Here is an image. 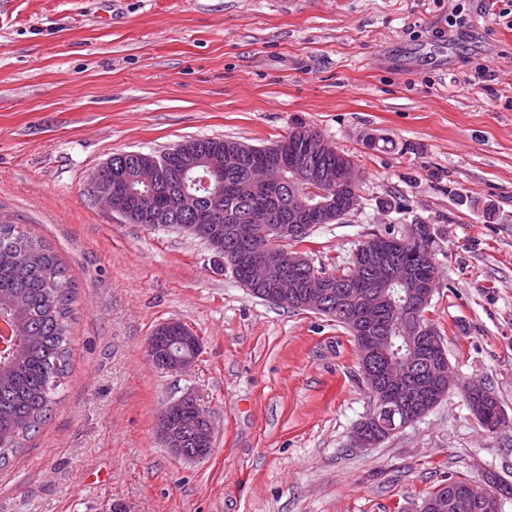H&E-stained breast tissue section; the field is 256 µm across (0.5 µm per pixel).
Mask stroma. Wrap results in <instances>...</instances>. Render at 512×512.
Segmentation results:
<instances>
[{
    "mask_svg": "<svg viewBox=\"0 0 512 512\" xmlns=\"http://www.w3.org/2000/svg\"><path fill=\"white\" fill-rule=\"evenodd\" d=\"M299 125L353 157L362 196L300 251L332 272L372 235L431 224L429 317L457 375L512 417V0H0V211L76 284L69 368L0 463V512H414L451 478L512 484V427L483 429L456 388L352 447L372 400L346 330L254 298L203 241L87 192L117 153L261 147ZM169 320L202 342L184 373L146 354ZM187 391L215 426L193 462L155 433Z\"/></svg>",
    "mask_w": 512,
    "mask_h": 512,
    "instance_id": "obj_1",
    "label": "stroma"
}]
</instances>
